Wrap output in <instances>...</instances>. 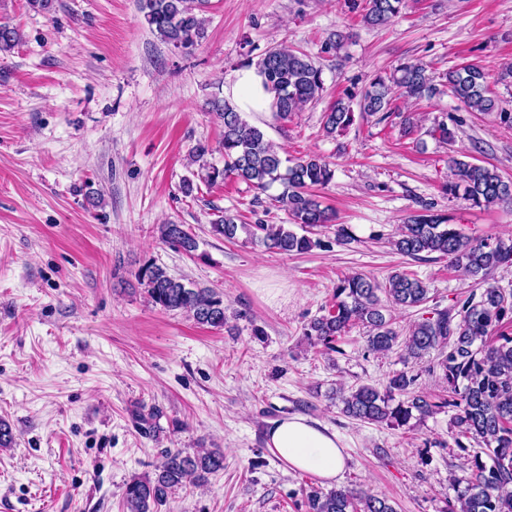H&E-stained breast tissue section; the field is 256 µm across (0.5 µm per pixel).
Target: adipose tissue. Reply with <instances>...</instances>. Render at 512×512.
<instances>
[{
    "label": "adipose tissue",
    "mask_w": 512,
    "mask_h": 512,
    "mask_svg": "<svg viewBox=\"0 0 512 512\" xmlns=\"http://www.w3.org/2000/svg\"><path fill=\"white\" fill-rule=\"evenodd\" d=\"M229 92L244 111L269 109L271 96L257 67L241 69ZM267 446L289 468L312 473L327 484L338 482L344 471L345 454L336 434L306 416L292 415L275 422Z\"/></svg>",
    "instance_id": "adipose-tissue-1"
}]
</instances>
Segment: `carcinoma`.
<instances>
[{
	"label": "carcinoma",
	"mask_w": 512,
	"mask_h": 512,
	"mask_svg": "<svg viewBox=\"0 0 512 512\" xmlns=\"http://www.w3.org/2000/svg\"><path fill=\"white\" fill-rule=\"evenodd\" d=\"M403 2L369 0L363 22L386 25L400 14ZM139 5L149 28L185 53L206 38L202 13L209 0H139ZM20 40L17 28L0 24V52L12 49ZM257 67L272 96L271 109L281 120L302 111L324 90L322 68L307 54L285 44L266 50ZM445 79L451 92L471 111L498 110L480 67H453ZM394 86L414 99L438 93L423 65L407 62L391 75H377L371 80L358 102L360 112L374 115L390 111ZM351 101L341 97L325 112L326 133L343 131L353 124ZM209 105L223 125L220 147L224 166L208 161L214 152L209 143L197 142L189 151V159L199 165L202 181L213 185L233 176L261 193L279 182L284 191L273 201L287 211L294 224L305 231L331 221L328 209L311 194L312 189L332 182L335 170L328 162L317 155L284 158L264 131L249 124L228 101L215 97ZM448 167L449 194L460 193L477 207L512 202V185L495 170L457 158L450 159ZM213 229L229 240L241 230L267 249L285 254L323 246L321 240L299 235L286 224H242L239 215L228 211ZM161 234L166 242L188 253L197 249L196 239L181 224H165ZM391 245L398 253L417 260L430 254L446 258L454 268L482 284L483 291L468 297L457 310H438L432 317L413 322L402 337L394 327L391 309L425 304V283L404 271L391 273L383 282L362 273L347 274L336 284L330 309L309 323L305 336L312 347L335 352L336 342L353 327L361 326L368 353L386 354L399 344L406 362L420 363L436 354L425 371L439 376L442 394L416 393L420 374L399 370L388 377L381 390L361 385L342 393L343 412L360 421L403 427L415 412L427 417L455 408L451 424L457 447L467 451L461 438L472 439L484 445V454L476 452L464 458L463 474L454 478L455 495L448 499L445 512H512V336L501 331L504 322L512 318V292L489 282L493 270L512 264V243L471 239L448 223L447 215L425 206L400 226ZM138 278L151 302L161 309L185 313L213 328L226 324L224 299L213 289L200 288L155 264L142 268ZM222 469L224 454L218 449L194 456L167 450L153 473L135 476L126 484L123 512H159L173 491L203 482ZM302 495L306 512H396L388 498L356 488L326 490L311 483L302 488Z\"/></svg>",
	"instance_id": "cac0c4a2"
}]
</instances>
